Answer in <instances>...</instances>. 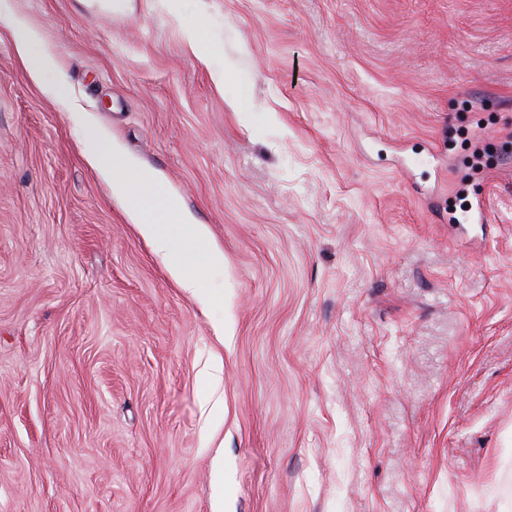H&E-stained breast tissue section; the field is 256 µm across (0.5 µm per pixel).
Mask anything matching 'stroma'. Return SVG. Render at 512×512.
<instances>
[{
    "label": "stroma",
    "instance_id": "stroma-1",
    "mask_svg": "<svg viewBox=\"0 0 512 512\" xmlns=\"http://www.w3.org/2000/svg\"><path fill=\"white\" fill-rule=\"evenodd\" d=\"M13 7L224 267L179 287L0 24V512H210L219 454L224 512H512V0ZM204 23L196 28L188 29L185 33L186 44L191 54L201 63L207 64L213 53V48L204 38Z\"/></svg>",
    "mask_w": 512,
    "mask_h": 512
}]
</instances>
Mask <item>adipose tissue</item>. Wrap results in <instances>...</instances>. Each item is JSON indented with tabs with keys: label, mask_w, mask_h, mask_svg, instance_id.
I'll list each match as a JSON object with an SVG mask.
<instances>
[{
	"label": "adipose tissue",
	"mask_w": 512,
	"mask_h": 512,
	"mask_svg": "<svg viewBox=\"0 0 512 512\" xmlns=\"http://www.w3.org/2000/svg\"><path fill=\"white\" fill-rule=\"evenodd\" d=\"M11 2L0 0V20L10 21L16 53L29 76L42 81L46 75L58 71V60L44 46L36 29L13 19ZM64 106L72 123L97 144L96 149L85 155L88 165L135 216L140 233L158 250L174 256L172 273L180 287L193 297L203 298L200 277L182 271L184 258L194 255L206 269L217 270L224 266L223 250L212 243L203 225L190 222L181 198L155 169L142 166L114 149L109 134L77 102L68 99Z\"/></svg>",
	"instance_id": "1"
}]
</instances>
